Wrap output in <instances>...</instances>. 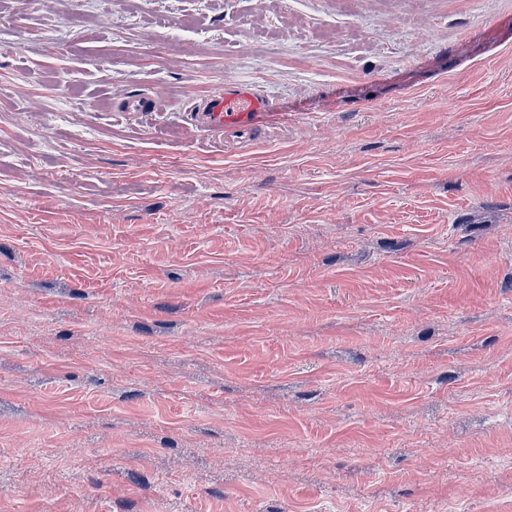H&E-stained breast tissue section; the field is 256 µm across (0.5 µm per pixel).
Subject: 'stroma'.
I'll list each match as a JSON object with an SVG mask.
<instances>
[{
    "label": "stroma",
    "instance_id": "stroma-1",
    "mask_svg": "<svg viewBox=\"0 0 512 512\" xmlns=\"http://www.w3.org/2000/svg\"><path fill=\"white\" fill-rule=\"evenodd\" d=\"M0 512H512V0H0ZM270 110L267 98L246 84H225L196 104L197 128L224 141V130L251 129L258 117Z\"/></svg>",
    "mask_w": 512,
    "mask_h": 512
}]
</instances>
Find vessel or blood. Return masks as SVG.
Returning a JSON list of instances; mask_svg holds the SVG:
<instances>
[{"mask_svg":"<svg viewBox=\"0 0 512 512\" xmlns=\"http://www.w3.org/2000/svg\"><path fill=\"white\" fill-rule=\"evenodd\" d=\"M267 98L245 84H227L212 90L196 104L193 118L197 128L215 137L225 131L251 129L267 113Z\"/></svg>","mask_w":512,"mask_h":512,"instance_id":"1","label":"vessel or blood"}]
</instances>
